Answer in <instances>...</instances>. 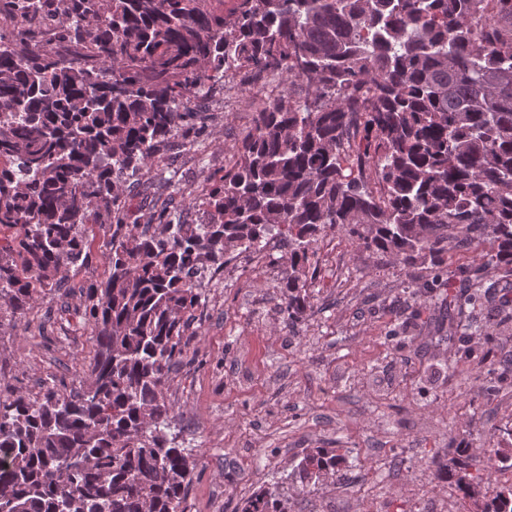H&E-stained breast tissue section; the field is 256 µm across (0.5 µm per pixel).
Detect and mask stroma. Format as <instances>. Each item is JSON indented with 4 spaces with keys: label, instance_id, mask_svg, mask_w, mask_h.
Segmentation results:
<instances>
[{
    "label": "stroma",
    "instance_id": "stroma-1",
    "mask_svg": "<svg viewBox=\"0 0 512 512\" xmlns=\"http://www.w3.org/2000/svg\"><path fill=\"white\" fill-rule=\"evenodd\" d=\"M258 75L216 82L205 96V132L194 146L163 149L130 194L141 220L164 201L186 224L204 220L193 203L207 176L222 174L250 125L261 94ZM171 180L168 193L159 183ZM309 280L311 307L295 325L282 311L283 249L261 263L236 257L203 287L189 318L186 349L172 369L167 397L171 431L195 467L185 512H234L308 448H338L345 470L364 476L377 454L395 449L375 486L343 495L319 482L291 499V512H433L439 498L469 512L454 480L436 477L432 456L453 465L471 445L468 476L488 470L483 433L512 421V276L489 269L463 248L446 272L407 267L358 249L338 231L320 241ZM102 250L71 270L21 321H0V386L35 393L47 384L79 389L96 338L84 320L83 289L104 276ZM481 278L504 305L487 326L462 332L454 300ZM425 296H417L419 287Z\"/></svg>",
    "mask_w": 512,
    "mask_h": 512
}]
</instances>
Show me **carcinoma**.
I'll list each match as a JSON object with an SVG mask.
<instances>
[{"label":"carcinoma","instance_id":"1","mask_svg":"<svg viewBox=\"0 0 512 512\" xmlns=\"http://www.w3.org/2000/svg\"><path fill=\"white\" fill-rule=\"evenodd\" d=\"M0 0V314L22 317L88 263L89 224L112 226L105 277L86 288L97 341L77 391L0 397V512H185L194 466L170 433L164 389L187 314L229 254L288 247L284 311L311 307L318 243L442 271L481 247L512 275V0ZM285 75L252 113L234 162L202 189L206 219L144 232L122 187L198 129L210 84ZM491 287L458 301L487 317ZM476 512H512L462 476ZM496 469L512 471V425ZM311 448L236 512H288V491L336 480Z\"/></svg>","mask_w":512,"mask_h":512}]
</instances>
